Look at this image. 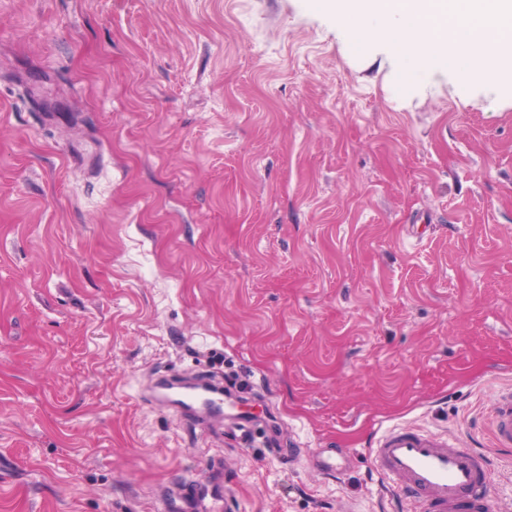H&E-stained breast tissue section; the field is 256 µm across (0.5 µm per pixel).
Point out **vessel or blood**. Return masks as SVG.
Returning a JSON list of instances; mask_svg holds the SVG:
<instances>
[{"mask_svg": "<svg viewBox=\"0 0 512 512\" xmlns=\"http://www.w3.org/2000/svg\"><path fill=\"white\" fill-rule=\"evenodd\" d=\"M169 401L179 411L224 412L220 387L204 383L184 386L164 383ZM492 438L495 447L512 448V389L503 392L493 409ZM353 454L345 448H320L310 457L314 468L327 473L346 470ZM371 458L387 488L404 497L410 512H487L489 459L449 438L413 427H395L373 442Z\"/></svg>", "mask_w": 512, "mask_h": 512, "instance_id": "obj_1", "label": "vessel or blood"}]
</instances>
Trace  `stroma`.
Returning a JSON list of instances; mask_svg holds the SVG:
<instances>
[{
  "label": "stroma",
  "instance_id": "1",
  "mask_svg": "<svg viewBox=\"0 0 512 512\" xmlns=\"http://www.w3.org/2000/svg\"><path fill=\"white\" fill-rule=\"evenodd\" d=\"M435 81L400 106L315 0H0V512H162L214 457L240 512H408L396 425L512 512V107ZM161 388L169 391L165 393V397L176 403L175 407L182 413L194 414L197 410H201L213 416H221L224 412L223 392L215 385L204 383L184 386L166 382ZM492 438L496 448H512V389L503 392L494 406ZM353 458V453L345 448H318L310 457L314 468L325 473H340L346 470Z\"/></svg>",
  "mask_w": 512,
  "mask_h": 512
}]
</instances>
